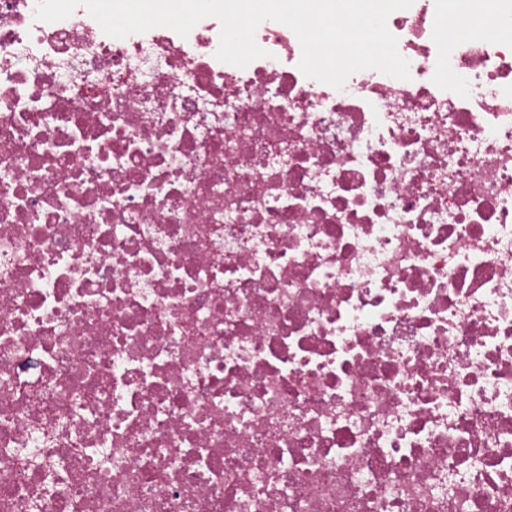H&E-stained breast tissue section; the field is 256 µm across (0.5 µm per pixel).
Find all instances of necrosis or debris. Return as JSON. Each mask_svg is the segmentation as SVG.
<instances>
[{
	"mask_svg": "<svg viewBox=\"0 0 512 512\" xmlns=\"http://www.w3.org/2000/svg\"><path fill=\"white\" fill-rule=\"evenodd\" d=\"M0 0V512H512V0L410 79Z\"/></svg>",
	"mask_w": 512,
	"mask_h": 512,
	"instance_id": "1",
	"label": "necrosis or debris"
}]
</instances>
